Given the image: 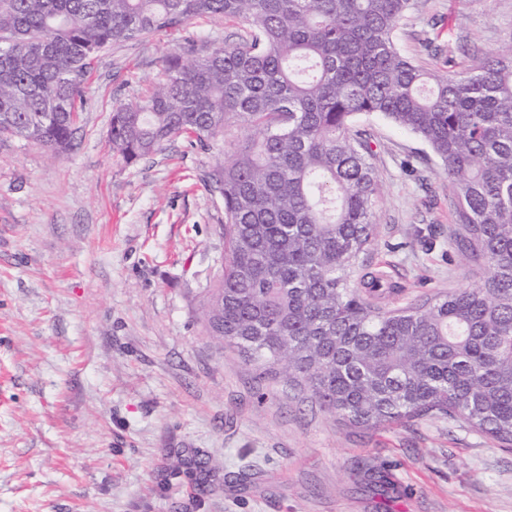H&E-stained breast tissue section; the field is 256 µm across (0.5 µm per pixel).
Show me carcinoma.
I'll return each mask as SVG.
<instances>
[{
    "mask_svg": "<svg viewBox=\"0 0 512 512\" xmlns=\"http://www.w3.org/2000/svg\"><path fill=\"white\" fill-rule=\"evenodd\" d=\"M410 0H0V134L56 156L71 146L84 84L106 47L242 18L248 37L202 55L188 37L149 92L116 107L128 163L185 136L224 151L222 276L205 323L246 361L366 429L429 414L512 447V41L440 73L395 42ZM379 114L438 159L474 288L383 309L397 292L362 255L380 185L355 129ZM365 487L386 496L383 468Z\"/></svg>",
    "mask_w": 512,
    "mask_h": 512,
    "instance_id": "1",
    "label": "carcinoma"
}]
</instances>
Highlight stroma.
<instances>
[{"label": "stroma", "mask_w": 512, "mask_h": 512, "mask_svg": "<svg viewBox=\"0 0 512 512\" xmlns=\"http://www.w3.org/2000/svg\"><path fill=\"white\" fill-rule=\"evenodd\" d=\"M248 29L198 18L98 53L61 156L0 135V512H512V450L439 415L352 427L205 332L216 152L178 137L129 164L108 129L186 37L209 50ZM396 38L444 72L512 40V0H411ZM357 126L382 188L365 263L400 286L388 307L477 285L430 148L376 115ZM372 466L397 493L364 489Z\"/></svg>", "instance_id": "35a3bbf8"}]
</instances>
